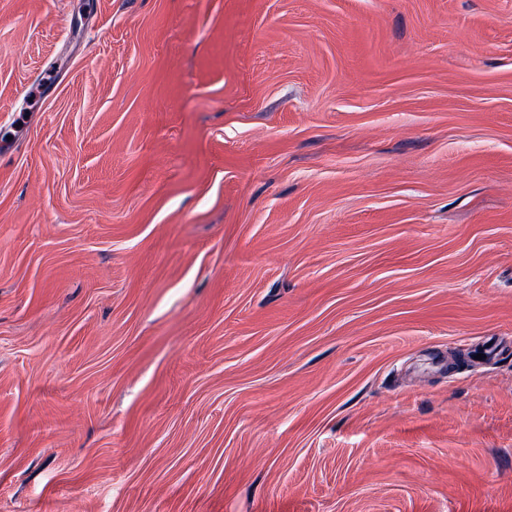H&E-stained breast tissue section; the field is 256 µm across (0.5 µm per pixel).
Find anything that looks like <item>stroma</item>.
<instances>
[{
  "label": "stroma",
  "mask_w": 512,
  "mask_h": 512,
  "mask_svg": "<svg viewBox=\"0 0 512 512\" xmlns=\"http://www.w3.org/2000/svg\"><path fill=\"white\" fill-rule=\"evenodd\" d=\"M0 512H512V0H0Z\"/></svg>",
  "instance_id": "35a3bbf8"
}]
</instances>
